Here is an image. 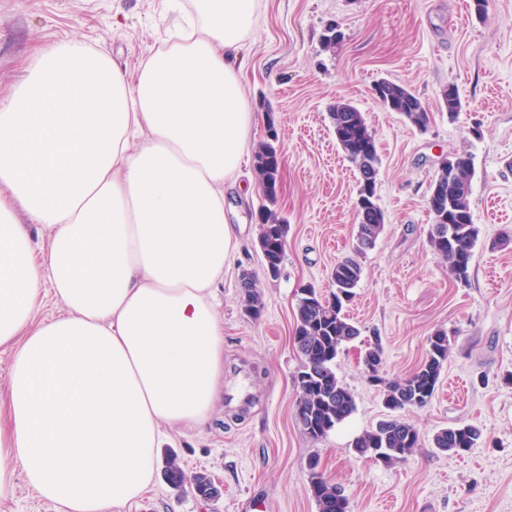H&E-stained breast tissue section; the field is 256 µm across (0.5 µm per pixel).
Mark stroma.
Here are the masks:
<instances>
[{
  "label": "stroma",
  "mask_w": 512,
  "mask_h": 512,
  "mask_svg": "<svg viewBox=\"0 0 512 512\" xmlns=\"http://www.w3.org/2000/svg\"><path fill=\"white\" fill-rule=\"evenodd\" d=\"M172 22L166 0H0V100L8 99L36 46L76 37L135 69ZM342 34L324 46L329 27ZM243 90L257 117L253 143L275 126L283 149L274 206L288 224L277 278L262 270L260 213L267 201L253 154L224 189L240 239L224 266V386L207 426L172 435L160 450L186 476L210 475L218 498L173 490L165 476L122 512H318L309 461L349 500V512H512V0H257L252 35L240 53ZM404 84L429 109L419 132L372 94L379 80ZM455 86L463 107L449 119L442 93ZM364 113L381 165L377 203L385 231L359 262L361 280L347 313L361 330L336 359V375L356 409L315 441L296 419L292 343L302 288L329 291L331 270L351 252L359 173L336 145V102ZM471 163L470 207L479 237L469 278L458 282L430 248L428 198L438 161ZM254 273L265 306L243 312L242 273ZM445 330L448 361L431 403L401 418L420 437L404 462L356 455L352 444L390 412L367 380L360 353L372 337L384 348L381 377L413 372L427 339ZM457 424L482 431L462 456L440 452L435 433Z\"/></svg>",
  "instance_id": "35a3bbf8"
}]
</instances>
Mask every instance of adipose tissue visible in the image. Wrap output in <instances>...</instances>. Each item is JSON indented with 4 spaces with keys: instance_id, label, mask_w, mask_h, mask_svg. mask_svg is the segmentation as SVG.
<instances>
[{
    "instance_id": "ef3b65f1",
    "label": "adipose tissue",
    "mask_w": 512,
    "mask_h": 512,
    "mask_svg": "<svg viewBox=\"0 0 512 512\" xmlns=\"http://www.w3.org/2000/svg\"><path fill=\"white\" fill-rule=\"evenodd\" d=\"M254 13L192 0L131 74L78 38L43 43L0 101V498L20 475L56 512H121L169 434L209 422Z\"/></svg>"
}]
</instances>
